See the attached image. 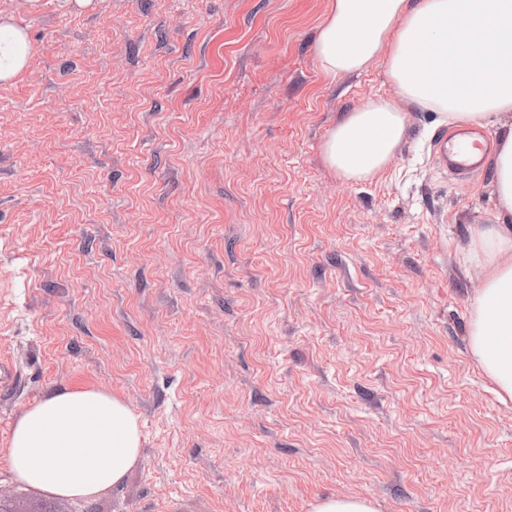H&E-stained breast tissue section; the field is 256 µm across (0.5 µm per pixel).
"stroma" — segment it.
<instances>
[{
  "label": "stroma",
  "instance_id": "1",
  "mask_svg": "<svg viewBox=\"0 0 512 512\" xmlns=\"http://www.w3.org/2000/svg\"><path fill=\"white\" fill-rule=\"evenodd\" d=\"M0 86V498L36 512H512V401L466 350L472 224L491 168H440L412 111L385 171L321 145L395 89L331 80L330 0H41ZM137 416L140 458L94 499L16 482L3 453L49 391ZM376 504L367 498H337L330 495L310 503V512H377Z\"/></svg>",
  "mask_w": 512,
  "mask_h": 512
}]
</instances>
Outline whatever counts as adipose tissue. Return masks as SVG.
<instances>
[{
  "instance_id": "1",
  "label": "adipose tissue",
  "mask_w": 512,
  "mask_h": 512,
  "mask_svg": "<svg viewBox=\"0 0 512 512\" xmlns=\"http://www.w3.org/2000/svg\"><path fill=\"white\" fill-rule=\"evenodd\" d=\"M31 42L21 16L0 13V84L25 69ZM314 55L331 79L382 63L396 89L342 113L322 143L345 183L380 175L399 150L408 107L450 126H493L490 189L501 217L473 224L461 249L470 297L468 350L512 400V0H331ZM136 416L118 397L61 387L17 421L6 450L16 480L63 499L120 486L140 455Z\"/></svg>"
}]
</instances>
